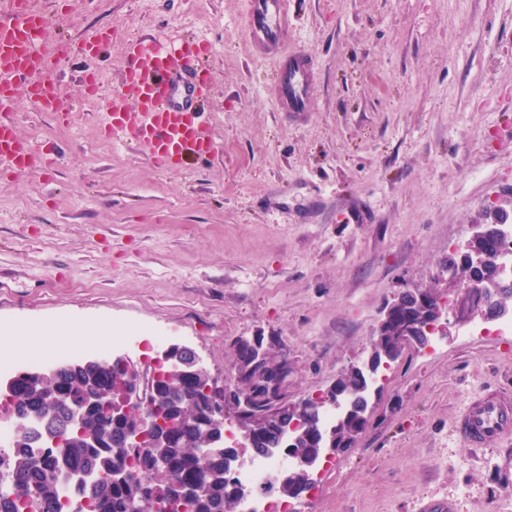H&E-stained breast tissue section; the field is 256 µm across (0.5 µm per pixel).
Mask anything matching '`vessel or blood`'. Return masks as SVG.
Returning a JSON list of instances; mask_svg holds the SVG:
<instances>
[{
	"label": "vessel or blood",
	"instance_id": "b4317fda",
	"mask_svg": "<svg viewBox=\"0 0 512 512\" xmlns=\"http://www.w3.org/2000/svg\"><path fill=\"white\" fill-rule=\"evenodd\" d=\"M243 27L255 57L270 49L282 52L269 79L271 97L281 111L303 112L315 87L316 64L293 46L289 0H247ZM45 24L20 5L0 11V172L34 173L52 163L34 142L22 139L13 120L16 81L39 72L36 96L40 109L61 116L77 108L59 94L40 47ZM210 52L206 41L192 39L170 49H147L130 41L124 51V83L112 94L111 111L102 113V131L146 148L156 164L178 170L188 158L214 155L217 142L204 121L207 98L203 64ZM453 433L481 447L512 436V394L480 389L459 412Z\"/></svg>",
	"mask_w": 512,
	"mask_h": 512
}]
</instances>
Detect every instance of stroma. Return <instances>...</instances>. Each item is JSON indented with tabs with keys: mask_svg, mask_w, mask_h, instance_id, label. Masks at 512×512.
Returning <instances> with one entry per match:
<instances>
[{
	"mask_svg": "<svg viewBox=\"0 0 512 512\" xmlns=\"http://www.w3.org/2000/svg\"><path fill=\"white\" fill-rule=\"evenodd\" d=\"M37 4L44 46L111 34L108 91L127 41L206 40L219 150L165 171L101 132L111 100L56 117L18 85V130L55 162L0 176V336L143 325L226 384L258 339L293 403L366 364L386 302L443 289L441 262L512 198V0H291L318 67L300 116L265 89L278 56L253 60L245 0ZM481 387L512 391V336L457 328L406 352L304 512H419L429 497L512 512V440L472 448L451 431Z\"/></svg>",
	"mask_w": 512,
	"mask_h": 512,
	"instance_id": "35a3bbf8",
	"label": "stroma"
}]
</instances>
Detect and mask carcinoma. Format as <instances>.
<instances>
[{"label":"carcinoma","mask_w":512,"mask_h":512,"mask_svg":"<svg viewBox=\"0 0 512 512\" xmlns=\"http://www.w3.org/2000/svg\"><path fill=\"white\" fill-rule=\"evenodd\" d=\"M278 366L275 357L266 352L251 372L237 379L236 384L244 394L238 416L259 418L266 412L268 387L264 384V374ZM126 377L124 369L82 361L63 373L22 380L17 385L16 408L31 416L48 418L57 430L66 426L67 404L75 398L83 399L87 408L80 429L84 436L95 440L92 444L74 436L52 453L37 456L30 451L28 431L19 426L20 437L10 453L9 463L36 512H54L60 497L57 471L62 465L79 476L97 512H156L162 501L178 507L182 505V490L188 486L200 490L194 512H238L237 488L225 477L228 465L224 459V434H219V442L211 446L210 436L203 432V425L213 413L209 398L199 385L175 373L158 384L151 396L153 420L162 421L168 432L178 435L173 446L165 449L164 461L158 462L146 449L139 458L140 480L126 478L107 485L98 482L100 472L125 469V455L117 445L126 422L113 419L104 410L103 401L105 390L110 387L117 391L116 382ZM366 411L367 404L356 399L352 410L333 425L332 433L340 441L355 442L367 422ZM293 448L301 462L288 481L277 482L280 493L289 497L299 495V488L306 485V472L320 459L322 445L319 440L306 436ZM141 488L146 490L142 496L138 495Z\"/></svg>","instance_id":"obj_1"}]
</instances>
